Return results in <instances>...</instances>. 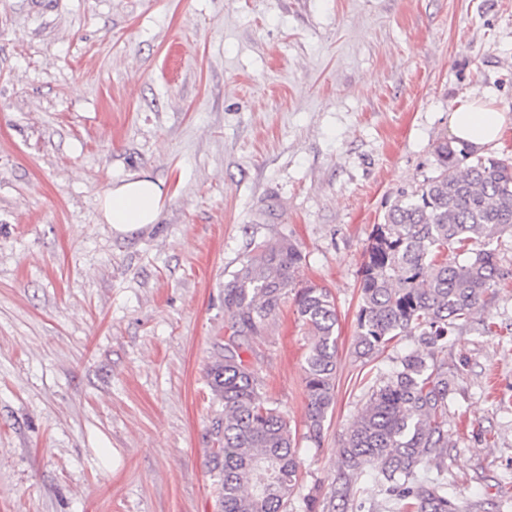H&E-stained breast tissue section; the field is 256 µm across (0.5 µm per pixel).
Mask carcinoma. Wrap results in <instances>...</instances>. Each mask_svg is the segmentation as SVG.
<instances>
[{"instance_id":"1","label":"carcinoma","mask_w":512,"mask_h":512,"mask_svg":"<svg viewBox=\"0 0 512 512\" xmlns=\"http://www.w3.org/2000/svg\"><path fill=\"white\" fill-rule=\"evenodd\" d=\"M435 154L436 175L373 225L364 253L355 355L371 360L402 336L413 337L416 348L372 387L347 429L332 501L362 499L372 476L375 495L396 512H459L457 493L442 477L450 381L434 353L501 285L490 245L512 229V162L446 140ZM454 246L462 258H448ZM302 262L291 242L261 244L224 283L231 334L207 371L220 405L211 422L217 447L209 449L208 460L219 487V512L292 507L301 467L296 433L287 412L261 399L260 377L243 359L240 343L263 335L290 296L309 336L305 437L317 447L321 443L335 400L338 315L327 289L296 288Z\"/></svg>"}]
</instances>
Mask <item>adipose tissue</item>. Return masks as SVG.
<instances>
[{
    "label": "adipose tissue",
    "instance_id": "ef3b65f1",
    "mask_svg": "<svg viewBox=\"0 0 512 512\" xmlns=\"http://www.w3.org/2000/svg\"><path fill=\"white\" fill-rule=\"evenodd\" d=\"M506 118L485 98L474 95L450 114L453 136L476 147L495 142L502 134ZM161 181L145 172L130 175L112 185L100 201L103 218L120 235L135 233L156 223L165 203Z\"/></svg>",
    "mask_w": 512,
    "mask_h": 512
}]
</instances>
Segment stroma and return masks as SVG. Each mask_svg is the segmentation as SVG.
Masks as SVG:
<instances>
[{"label": "stroma", "instance_id": "stroma-1", "mask_svg": "<svg viewBox=\"0 0 512 512\" xmlns=\"http://www.w3.org/2000/svg\"><path fill=\"white\" fill-rule=\"evenodd\" d=\"M473 93L508 119L480 155L512 158V0H0V512H218L224 284L282 239L339 318L293 512L334 486L370 386L415 346L353 354L370 234ZM141 171L165 205L115 234L99 200ZM492 247L501 287L435 356L460 512H512V233ZM307 343L289 302L243 347L299 429Z\"/></svg>", "mask_w": 512, "mask_h": 512}]
</instances>
